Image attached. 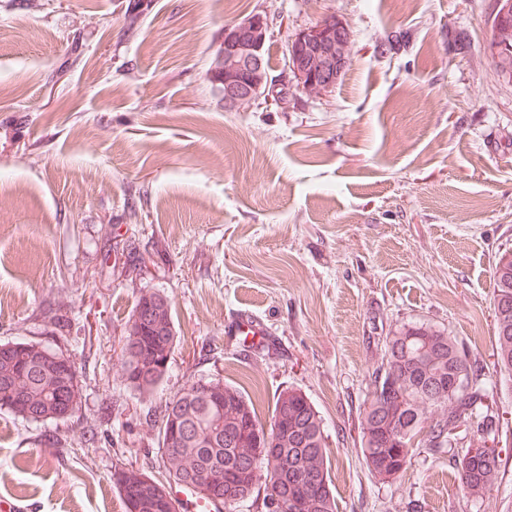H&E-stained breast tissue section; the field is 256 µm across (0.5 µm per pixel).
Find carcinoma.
<instances>
[{
	"label": "carcinoma",
	"mask_w": 512,
	"mask_h": 512,
	"mask_svg": "<svg viewBox=\"0 0 512 512\" xmlns=\"http://www.w3.org/2000/svg\"><path fill=\"white\" fill-rule=\"evenodd\" d=\"M128 31L136 35L143 11L137 0L126 8ZM512 287V253L505 251L494 269L495 290ZM149 306L134 345L122 350L125 380L143 398L153 397L168 373L175 347L171 309L160 292L143 294ZM412 336L409 345L400 341ZM496 364L512 377V306L495 304ZM427 348L423 356L414 352ZM63 352L34 342L0 344V411L33 423L69 416V393L76 384L61 362ZM389 369L376 372L373 389L361 412V454L370 475L386 482L397 478L391 469L411 464L415 437L427 431L428 448H468L474 438L495 440L499 416L486 404L483 366L468 358L455 338L427 326L407 325L386 343ZM461 376L465 385L448 384ZM392 391V403L377 392ZM178 436L168 439L170 417ZM269 431L280 436L274 460H257L264 447L263 425L253 402L221 380L196 382L165 402L160 411L159 443L169 477L197 481L220 475L228 512H242L257 486L274 476L281 512H336L331 487L323 420L308 397L296 389L281 392L274 403ZM502 459L468 461L455 458L461 489L480 500L494 486ZM126 512H168L170 493L148 476L118 467L112 474Z\"/></svg>",
	"instance_id": "obj_1"
}]
</instances>
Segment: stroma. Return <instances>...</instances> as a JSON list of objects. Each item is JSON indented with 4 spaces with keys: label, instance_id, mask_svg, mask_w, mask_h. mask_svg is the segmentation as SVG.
I'll use <instances>...</instances> for the list:
<instances>
[{
    "label": "stroma",
    "instance_id": "1",
    "mask_svg": "<svg viewBox=\"0 0 512 512\" xmlns=\"http://www.w3.org/2000/svg\"><path fill=\"white\" fill-rule=\"evenodd\" d=\"M0 0V344L72 358L65 420L0 411V501L22 512H124L117 465L166 484L161 402L211 379L269 424L297 389L324 422L336 512H512V450L484 500L451 448H419L380 482L361 412L389 336L424 324L496 372L493 269L512 251V81L483 53L494 0ZM270 17L288 38L333 17L350 64L326 94L228 112L207 78L225 26ZM399 41L388 44L390 35ZM87 66L66 67L73 39ZM137 220H130V212ZM175 332L155 402L125 381L126 325L146 291ZM265 329L244 349L241 313Z\"/></svg>",
    "mask_w": 512,
    "mask_h": 512
}]
</instances>
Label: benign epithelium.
Masks as SVG:
<instances>
[{
	"label": "benign epithelium",
	"instance_id": "benign-epithelium-1",
	"mask_svg": "<svg viewBox=\"0 0 512 512\" xmlns=\"http://www.w3.org/2000/svg\"><path fill=\"white\" fill-rule=\"evenodd\" d=\"M490 26L495 36L485 41L483 53L498 60L512 50V0H495ZM272 36V22L265 14L224 28L221 53L209 71L210 81L220 86L224 110L251 108L273 96L264 61ZM350 45L349 29L334 17L295 32L287 42L281 82L303 91H331L348 65Z\"/></svg>",
	"mask_w": 512,
	"mask_h": 512
}]
</instances>
